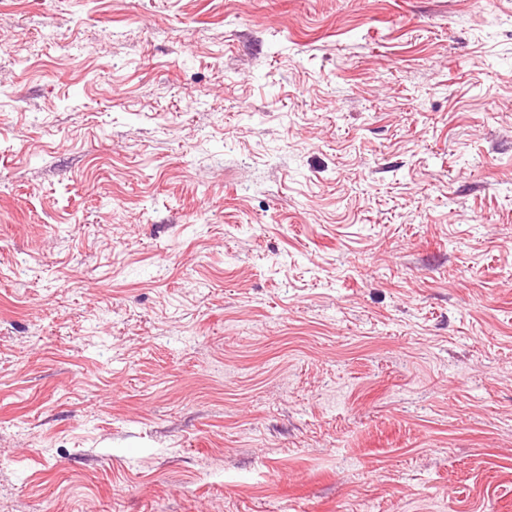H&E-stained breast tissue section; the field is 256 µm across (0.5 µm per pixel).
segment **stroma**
I'll return each instance as SVG.
<instances>
[{
    "instance_id": "35a3bbf8",
    "label": "stroma",
    "mask_w": 512,
    "mask_h": 512,
    "mask_svg": "<svg viewBox=\"0 0 512 512\" xmlns=\"http://www.w3.org/2000/svg\"><path fill=\"white\" fill-rule=\"evenodd\" d=\"M0 512H512V0H0Z\"/></svg>"
}]
</instances>
